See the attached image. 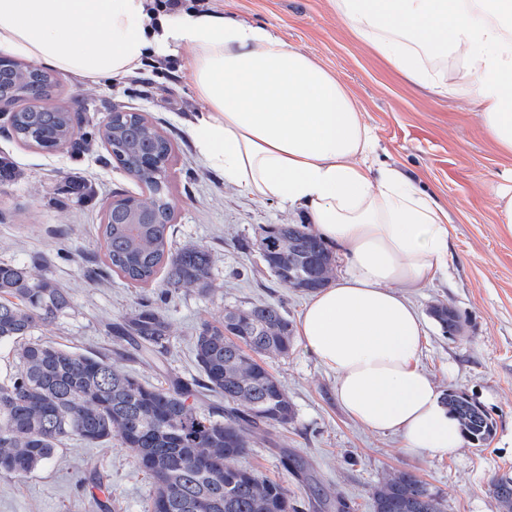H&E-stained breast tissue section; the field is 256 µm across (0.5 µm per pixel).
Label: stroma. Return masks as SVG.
I'll list each match as a JSON object with an SVG mask.
<instances>
[{
	"label": "stroma",
	"instance_id": "35a3bbf8",
	"mask_svg": "<svg viewBox=\"0 0 512 512\" xmlns=\"http://www.w3.org/2000/svg\"><path fill=\"white\" fill-rule=\"evenodd\" d=\"M226 16L274 26L293 48L333 73L352 93L375 140V157L409 175L434 195L451 220L448 273L405 294L426 323L421 366L441 391L465 394L492 418L493 436L443 457L410 456L391 432H376L351 419L336 399V380L301 345L288 357L269 360L296 410L273 444L253 445L242 465L288 488L298 512H321L319 494L342 497L350 512H373V493L384 478L408 470L442 498L446 512H503L489 493L495 478L512 477V235L499 224L494 190L512 171L503 153L482 132L468 99L448 98L409 82L337 13L332 0H210ZM190 55L180 51L156 63L146 57L142 79L92 82L54 70L53 104L74 112L85 151L64 147L45 152L22 145L0 114V155L21 171L0 185V261L31 265L71 298L68 313L38 327L44 342L87 353H103L156 384L164 376L188 384L201 374L192 338L202 320L225 308L251 302L283 307L298 321L307 292L256 276L260 258L251 242L260 226L303 224L302 211L259 199L225 181L204 163L193 138L203 104L192 84ZM143 114L173 145L168 166L176 246L207 247L214 259L212 290L183 288L162 294L138 287L103 263L97 237L107 204L120 194L139 195L143 186L108 160L100 129L111 112ZM79 179L85 195L71 194ZM453 309L460 330L444 335L430 310ZM147 305L170 323L171 352L161 368L144 365L111 326ZM288 449L307 465L297 477L279 463ZM100 483H92V474ZM148 479L119 441L89 445L68 442L44 467L22 477L0 475V512H147Z\"/></svg>",
	"mask_w": 512,
	"mask_h": 512
}]
</instances>
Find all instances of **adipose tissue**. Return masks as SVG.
I'll return each instance as SVG.
<instances>
[{
  "label": "adipose tissue",
  "instance_id": "adipose-tissue-1",
  "mask_svg": "<svg viewBox=\"0 0 512 512\" xmlns=\"http://www.w3.org/2000/svg\"><path fill=\"white\" fill-rule=\"evenodd\" d=\"M393 68L451 97L512 154V0H335ZM149 0H0V51L82 78L119 79L148 55L192 51L205 105L193 133L205 163L250 194L302 210L348 263L297 322L303 349L336 377V397L409 455L466 445L418 363L425 323L404 291L448 268V214L400 170L371 161L375 141L348 89L263 24L214 10L150 16ZM461 59L462 84L431 66Z\"/></svg>",
  "mask_w": 512,
  "mask_h": 512
}]
</instances>
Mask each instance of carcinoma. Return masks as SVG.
<instances>
[{
  "label": "carcinoma",
  "instance_id": "cac0c4a2",
  "mask_svg": "<svg viewBox=\"0 0 512 512\" xmlns=\"http://www.w3.org/2000/svg\"><path fill=\"white\" fill-rule=\"evenodd\" d=\"M57 84L52 74H32L18 64L0 71L5 105L32 101L11 113L10 126L23 144L55 150L73 141L69 112L41 106ZM112 161L148 191L108 207L98 235L112 271L130 283H158L169 291L212 287L211 252L203 246L173 248V207L167 185L170 142L146 118L115 115L108 142ZM18 176L0 159V185ZM253 246L277 282L281 270L301 274L306 290L333 275L332 257L302 224L261 227ZM162 278H157L158 272ZM66 289L25 264L0 262V343L17 345V369L0 379V473L26 476L50 461L68 441L96 444L118 439L133 465L150 479V512H289L288 488L236 464L257 439L293 423L296 411L279 379L262 358H284L293 347L291 321L269 302L224 308L204 320L193 336L203 377L197 390L177 379L145 385L104 355L79 353L34 337L35 329L71 309ZM443 332L453 334L459 317L444 305L433 308ZM137 347L146 364L160 366L169 353V323L144 306L113 325ZM444 400L466 436L482 444L494 423L464 395ZM490 494L512 509V478L489 485ZM374 512H445L441 498L407 470L384 478L373 493Z\"/></svg>",
  "mask_w": 512,
  "mask_h": 512
}]
</instances>
